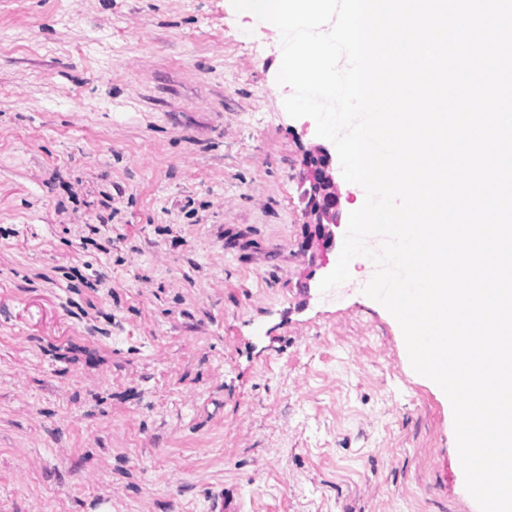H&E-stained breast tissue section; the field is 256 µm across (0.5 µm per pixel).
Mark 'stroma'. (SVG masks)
Returning <instances> with one entry per match:
<instances>
[{
    "label": "stroma",
    "mask_w": 512,
    "mask_h": 512,
    "mask_svg": "<svg viewBox=\"0 0 512 512\" xmlns=\"http://www.w3.org/2000/svg\"><path fill=\"white\" fill-rule=\"evenodd\" d=\"M230 0H0V512H479L451 404L301 201Z\"/></svg>",
    "instance_id": "35a3bbf8"
}]
</instances>
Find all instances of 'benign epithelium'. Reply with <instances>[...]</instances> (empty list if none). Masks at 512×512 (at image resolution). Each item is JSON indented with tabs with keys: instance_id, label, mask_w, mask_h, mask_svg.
<instances>
[{
	"instance_id": "obj_1",
	"label": "benign epithelium",
	"mask_w": 512,
	"mask_h": 512,
	"mask_svg": "<svg viewBox=\"0 0 512 512\" xmlns=\"http://www.w3.org/2000/svg\"><path fill=\"white\" fill-rule=\"evenodd\" d=\"M309 185L301 194L307 213L317 224L319 236L324 242L333 240L332 227L340 224L341 201L334 189L332 158L328 151L318 154V161L311 166L307 177Z\"/></svg>"
}]
</instances>
